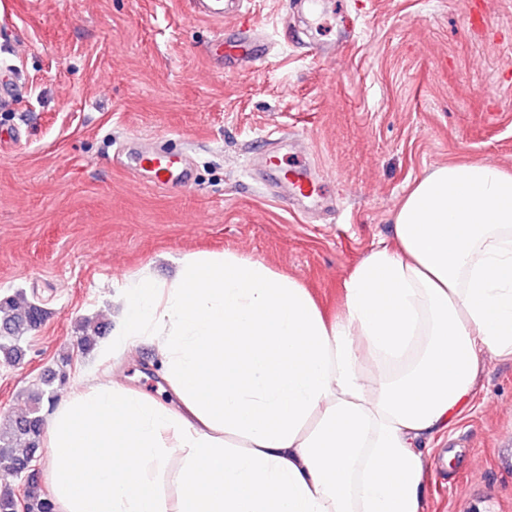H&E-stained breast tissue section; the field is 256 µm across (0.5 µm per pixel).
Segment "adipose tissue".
<instances>
[{"mask_svg": "<svg viewBox=\"0 0 512 512\" xmlns=\"http://www.w3.org/2000/svg\"><path fill=\"white\" fill-rule=\"evenodd\" d=\"M326 317L232 251L127 279L112 361L156 346L175 404L109 379L47 420L55 512H419L421 440L447 430L482 355L512 358V173L436 167ZM179 456L178 498L156 479Z\"/></svg>", "mask_w": 512, "mask_h": 512, "instance_id": "ef3b65f1", "label": "adipose tissue"}]
</instances>
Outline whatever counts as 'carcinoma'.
<instances>
[{
    "label": "carcinoma",
    "mask_w": 512,
    "mask_h": 512,
    "mask_svg": "<svg viewBox=\"0 0 512 512\" xmlns=\"http://www.w3.org/2000/svg\"><path fill=\"white\" fill-rule=\"evenodd\" d=\"M43 309L26 301L22 295L0 299V358L8 363L22 359L24 350L17 344L19 335L41 323ZM64 382L65 375L45 379L47 387H37L31 394V410L0 427V470L19 474L22 465L40 449L43 437V418L40 408L43 401H53L56 390L48 388L54 381ZM18 496L14 489L0 488V512H16ZM25 512H54L51 497L29 494Z\"/></svg>",
    "instance_id": "obj_1"
}]
</instances>
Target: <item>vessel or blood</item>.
I'll return each mask as SVG.
<instances>
[{
    "mask_svg": "<svg viewBox=\"0 0 512 512\" xmlns=\"http://www.w3.org/2000/svg\"><path fill=\"white\" fill-rule=\"evenodd\" d=\"M193 3L197 17L219 26L207 48L214 68L227 74L234 73L266 55V43L256 28L239 31L224 23L225 18L231 15L247 16L249 0H193ZM129 168L135 173L150 172L152 184L157 188L181 189L189 183V168L185 159L173 154L141 147L131 153ZM285 180L291 195L310 198L316 193L315 182L307 176L304 167H289Z\"/></svg>",
    "mask_w": 512,
    "mask_h": 512,
    "instance_id": "vessel-or-blood-1",
    "label": "vessel or blood"
}]
</instances>
